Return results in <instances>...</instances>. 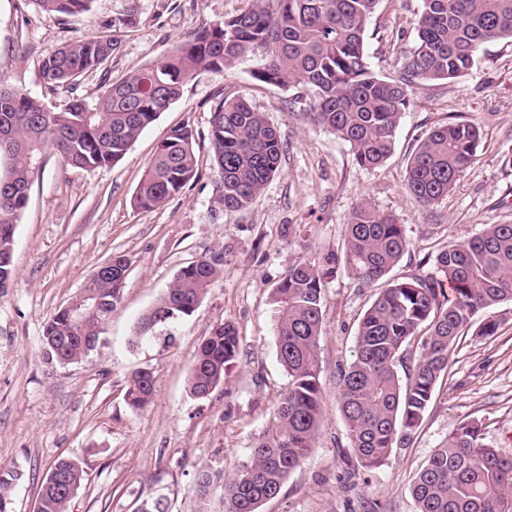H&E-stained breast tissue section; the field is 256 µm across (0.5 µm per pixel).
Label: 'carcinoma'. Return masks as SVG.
<instances>
[{
	"mask_svg": "<svg viewBox=\"0 0 512 512\" xmlns=\"http://www.w3.org/2000/svg\"><path fill=\"white\" fill-rule=\"evenodd\" d=\"M47 14L77 16L94 0H35ZM241 14L203 27L155 63L137 67L105 86L93 102L75 95L78 78L102 69L119 49L118 39H77L46 52L40 76L73 97L55 110L28 92L0 83V296L15 279V229L28 191L55 149L62 162L95 170L118 162L182 95L198 73H222L250 57L258 84L301 87L310 96L308 118L349 144L355 164L382 166L392 154L409 87L416 81L458 79L480 49L512 40V0H422L415 43L395 77L376 74L365 51L366 32L381 0H248ZM216 177L209 216L249 208L279 172L284 145L264 113L244 96L224 97L210 118ZM479 127L461 116L433 127L409 158L406 190L423 208L448 197L472 164ZM193 131L173 130L157 146L133 196L138 210H154L198 175ZM409 242L402 225L358 203L346 225L343 255L299 257L271 293L277 310V360L288 376L267 428L245 462L230 475L211 466L193 479L194 512H261L277 498L289 474L312 452L322 420L323 387L318 345L324 290L341 270L368 288L384 282L364 312L354 354L336 378V397L349 445L364 469L377 468L392 450L410 444L421 425L448 355L472 319L512 301V222L488 224L461 244L434 257L436 273L387 278ZM211 254L179 270L167 290L138 322L136 339L191 315L223 269ZM127 270L123 255L112 271L90 276L67 306L45 323L41 344L47 361L76 363L94 351L112 309L119 303ZM420 338L421 351L411 350ZM238 356L230 323L214 327L199 345L188 378L190 395L209 396ZM155 391L151 372L129 380L128 405L145 407ZM86 471L78 458L53 461L42 483L37 512H68ZM18 473L0 469V512H13ZM418 512H512V456L484 443L481 425L461 424L433 451L412 480Z\"/></svg>",
	"mask_w": 512,
	"mask_h": 512,
	"instance_id": "cac0c4a2",
	"label": "carcinoma"
}]
</instances>
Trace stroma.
<instances>
[{
	"mask_svg": "<svg viewBox=\"0 0 512 512\" xmlns=\"http://www.w3.org/2000/svg\"><path fill=\"white\" fill-rule=\"evenodd\" d=\"M247 0H94L89 12L66 17L41 11L34 0H0V80L24 89L49 107L65 104L64 91L44 88L38 62L46 50L76 38L112 35L119 52L105 73L81 77L78 95L93 100L103 80L155 61L202 27L239 15ZM421 0H380L368 26L366 49L374 72L397 75L410 52ZM136 23L125 26L126 14ZM245 59L223 73L203 72L111 166L83 170L46 151L15 233L16 277L0 297V467L20 474L15 512H35L49 464L81 458L85 481L69 512H136L162 496L168 512H193L191 481L210 465L232 472L246 461L268 426L288 378L277 361L270 295L300 256L342 251L354 206L368 201L402 224L410 242L390 273L400 279L431 273L435 254L512 221V41L485 45L468 74L410 87L395 149L374 170L359 168L349 145L314 126L306 97L256 85ZM242 95L263 112L284 143L280 172L245 211L212 222L215 186L209 150L216 101ZM455 114L473 120L481 143L471 167L448 197L424 209L405 189L418 140ZM195 135L200 177L163 206L135 209L132 197L157 145L172 130ZM223 253L224 269L192 315L135 341L137 324L184 266ZM128 259L119 304L102 343L82 361L60 365L43 355V326L80 291L86 278L112 256ZM376 297L340 273L324 294L319 340L323 421L316 447L262 512H418L411 492L415 474L461 422L481 423L485 441L512 454V302L496 306L495 335L463 328L408 447L393 449L384 465H357L339 411L335 380L353 355L354 336ZM235 326L239 356L223 385L197 399L187 388L196 350L211 330ZM148 370L155 395L131 409V375Z\"/></svg>",
	"mask_w": 512,
	"mask_h": 512,
	"instance_id": "35a3bbf8",
	"label": "stroma"
}]
</instances>
